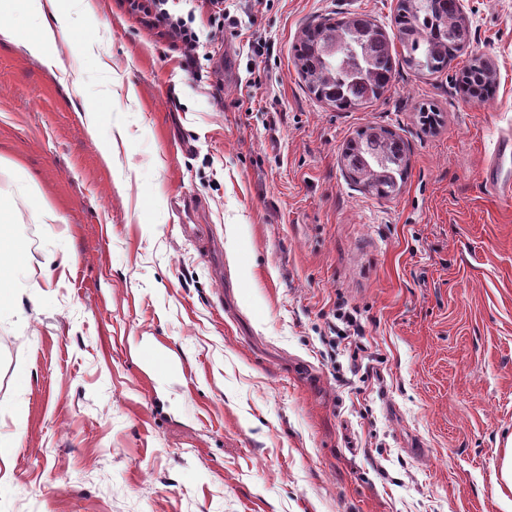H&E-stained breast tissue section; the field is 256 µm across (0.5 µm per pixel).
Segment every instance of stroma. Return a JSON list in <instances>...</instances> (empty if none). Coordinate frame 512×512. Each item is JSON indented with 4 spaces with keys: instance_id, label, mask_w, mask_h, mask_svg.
<instances>
[{
    "instance_id": "1",
    "label": "stroma",
    "mask_w": 512,
    "mask_h": 512,
    "mask_svg": "<svg viewBox=\"0 0 512 512\" xmlns=\"http://www.w3.org/2000/svg\"><path fill=\"white\" fill-rule=\"evenodd\" d=\"M224 5L217 95L117 0H58L90 48L48 68L12 0L0 211L22 253L0 270L59 266L0 308V512H504L512 203L483 177L512 135V0H467L444 71L397 63L347 112L294 46L328 18L391 28L399 0ZM363 130L408 148L391 197L349 177Z\"/></svg>"
}]
</instances>
